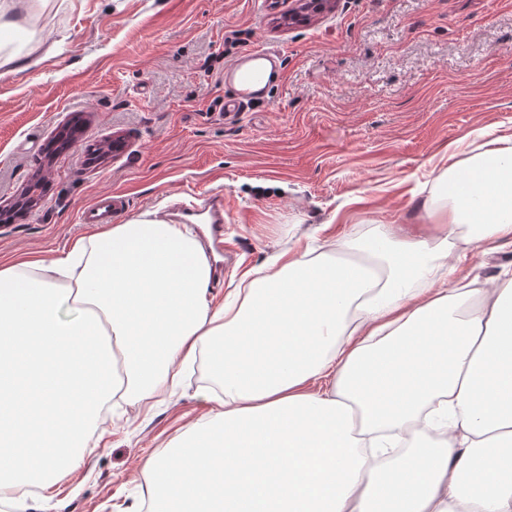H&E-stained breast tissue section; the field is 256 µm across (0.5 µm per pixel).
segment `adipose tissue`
Wrapping results in <instances>:
<instances>
[{
	"instance_id": "obj_1",
	"label": "adipose tissue",
	"mask_w": 512,
	"mask_h": 512,
	"mask_svg": "<svg viewBox=\"0 0 512 512\" xmlns=\"http://www.w3.org/2000/svg\"><path fill=\"white\" fill-rule=\"evenodd\" d=\"M438 182L434 232L283 250L218 306L196 234L147 213L0 264V503L202 357L212 414L145 462L148 512H512V281L435 285L512 243V135Z\"/></svg>"
}]
</instances>
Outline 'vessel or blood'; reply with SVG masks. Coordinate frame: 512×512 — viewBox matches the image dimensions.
<instances>
[{"label":"vessel or blood","mask_w":512,"mask_h":512,"mask_svg":"<svg viewBox=\"0 0 512 512\" xmlns=\"http://www.w3.org/2000/svg\"><path fill=\"white\" fill-rule=\"evenodd\" d=\"M280 76L279 56L267 49H252L243 53L224 72L225 82L234 85L236 93L233 99L225 102L224 108L229 112L242 111L248 105L263 99L268 88ZM125 206V200L118 195L100 197L93 205L81 213V220L86 224H108L114 215ZM171 218L184 216L199 217L208 224L209 232L216 248H223L221 229L224 223V198L220 195L207 197L202 204H189L171 211Z\"/></svg>","instance_id":"1"}]
</instances>
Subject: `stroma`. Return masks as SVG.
I'll return each mask as SVG.
<instances>
[{"label": "stroma", "instance_id": "stroma-1", "mask_svg": "<svg viewBox=\"0 0 512 512\" xmlns=\"http://www.w3.org/2000/svg\"><path fill=\"white\" fill-rule=\"evenodd\" d=\"M284 0H48L0 48L37 55L0 77V204L33 177L40 206L0 223V258L68 249L94 232L81 212L98 196L124 217L195 194L224 195L237 251L222 303L248 271L283 249L359 242L379 225L430 220L427 188L456 144L482 128L512 133V0H338L309 23ZM278 52L281 80L234 116L224 69L248 49ZM512 270V244L472 246L461 274ZM202 363L155 406L122 402L82 467L7 512H146L143 462L205 419Z\"/></svg>", "mask_w": 512, "mask_h": 512}]
</instances>
